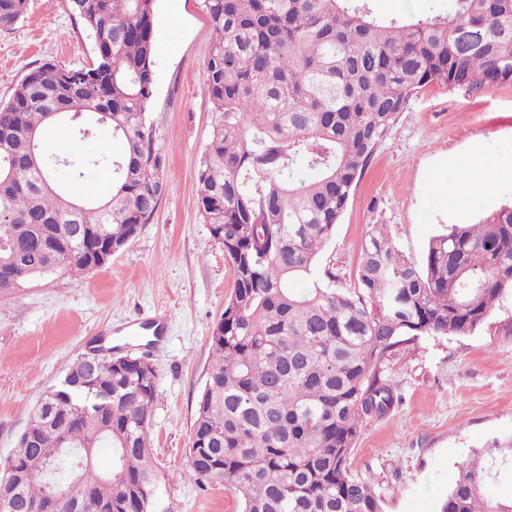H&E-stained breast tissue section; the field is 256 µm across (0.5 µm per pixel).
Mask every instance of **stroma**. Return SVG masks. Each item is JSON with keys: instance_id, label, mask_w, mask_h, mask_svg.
Instances as JSON below:
<instances>
[{"instance_id": "1", "label": "stroma", "mask_w": 512, "mask_h": 512, "mask_svg": "<svg viewBox=\"0 0 512 512\" xmlns=\"http://www.w3.org/2000/svg\"><path fill=\"white\" fill-rule=\"evenodd\" d=\"M212 41L204 0H155L147 121L166 160V188L154 216L105 266L36 278L0 299V457L15 448L41 393L89 348L148 355L157 373L149 423L156 512H239L234 494L188 471L210 331L234 289L194 180L216 118L203 92ZM92 58L68 0H29L25 16L0 30V99L43 63L79 68ZM464 162L489 175L492 189L475 197L464 184L455 196L439 195L438 176ZM511 201L512 83L476 93L430 85L375 150L318 263L335 265L350 288L370 225H386L420 262L433 235ZM388 372L402 401L361 424L350 470L374 483L385 512H437L472 451L512 438V295L472 334L420 337Z\"/></svg>"}]
</instances>
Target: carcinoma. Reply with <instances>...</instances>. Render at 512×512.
<instances>
[{
  "mask_svg": "<svg viewBox=\"0 0 512 512\" xmlns=\"http://www.w3.org/2000/svg\"><path fill=\"white\" fill-rule=\"evenodd\" d=\"M155 0H71L94 42V68L30 70L0 100V297L29 279L95 270V249L125 247L165 191V158L146 122L154 95ZM214 31L203 90L216 121L196 171L197 204L224 246L234 291L209 336L212 363L189 445V473L234 491L240 512H384L348 460L360 424L400 403L384 365L422 336H464L512 293V203L432 237L418 264L373 224L352 288L318 254L372 154L429 84L477 92L512 82V0H448L419 17L381 18L370 0H204ZM28 0H0V29ZM64 115L106 125L122 153H44ZM112 192L72 189L88 166ZM299 279L310 281L300 292ZM47 390L9 460L55 463L59 448L112 449V482L78 476L120 512L156 487L148 426L156 371L100 357ZM439 512H512V441L475 450Z\"/></svg>",
  "mask_w": 512,
  "mask_h": 512,
  "instance_id": "1",
  "label": "carcinoma"
}]
</instances>
